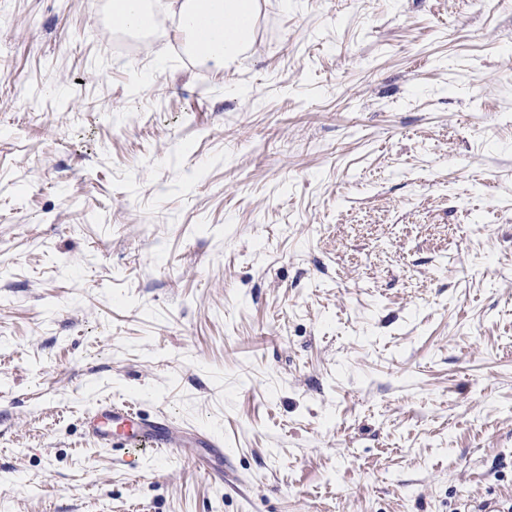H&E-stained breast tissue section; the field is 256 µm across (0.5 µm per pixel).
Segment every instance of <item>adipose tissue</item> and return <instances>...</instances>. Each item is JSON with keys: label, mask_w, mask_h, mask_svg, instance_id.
<instances>
[{"label": "adipose tissue", "mask_w": 512, "mask_h": 512, "mask_svg": "<svg viewBox=\"0 0 512 512\" xmlns=\"http://www.w3.org/2000/svg\"><path fill=\"white\" fill-rule=\"evenodd\" d=\"M114 16L133 34L163 35L147 0H115ZM168 12L177 17L183 35L212 28L203 53L218 69L231 67L249 50L260 13V0H169Z\"/></svg>", "instance_id": "1"}]
</instances>
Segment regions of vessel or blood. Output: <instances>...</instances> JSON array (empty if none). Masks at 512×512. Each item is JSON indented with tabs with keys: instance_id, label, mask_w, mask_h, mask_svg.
Returning <instances> with one entry per match:
<instances>
[{
	"instance_id": "1",
	"label": "vessel or blood",
	"mask_w": 512,
	"mask_h": 512,
	"mask_svg": "<svg viewBox=\"0 0 512 512\" xmlns=\"http://www.w3.org/2000/svg\"><path fill=\"white\" fill-rule=\"evenodd\" d=\"M99 447H111L114 440H122L127 451L138 453L147 450L178 452L199 445L210 448L215 457H223L221 442L201 434L187 433L175 427L162 414L153 418L142 417L139 410L127 403L99 405L87 420Z\"/></svg>"
}]
</instances>
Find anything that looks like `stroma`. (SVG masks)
<instances>
[{"mask_svg": "<svg viewBox=\"0 0 512 512\" xmlns=\"http://www.w3.org/2000/svg\"><path fill=\"white\" fill-rule=\"evenodd\" d=\"M110 9L0 0V512H512V0ZM114 1V0H113ZM112 1L114 16L124 29L133 34H150L162 36L165 28L156 23V14L146 0H116ZM110 14L109 26L116 33L123 32L120 23ZM166 7L183 36L216 25L203 53L217 69L230 68L254 41L260 0H170ZM87 424L101 448H112L114 440L119 438L127 453L147 450L181 453L182 448H196L200 444L210 448L216 458L224 457L220 441L199 432L188 434L175 427L163 414L143 418L139 410L124 402L100 404L87 419Z\"/></svg>", "mask_w": 512, "mask_h": 512, "instance_id": "35a3bbf8", "label": "stroma"}]
</instances>
